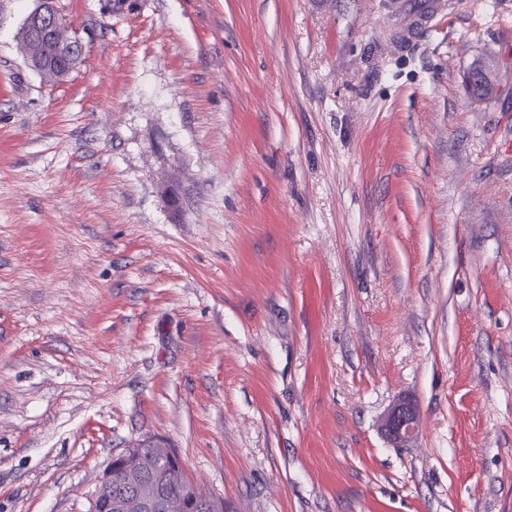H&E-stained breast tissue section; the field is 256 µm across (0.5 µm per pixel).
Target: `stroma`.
Segmentation results:
<instances>
[{
  "instance_id": "1",
  "label": "stroma",
  "mask_w": 512,
  "mask_h": 512,
  "mask_svg": "<svg viewBox=\"0 0 512 512\" xmlns=\"http://www.w3.org/2000/svg\"><path fill=\"white\" fill-rule=\"evenodd\" d=\"M417 4L57 0L52 84L0 0V512L150 436L233 512H512V0ZM464 82L472 102H488L497 98L499 94L496 74L490 64L484 61H476L470 66L464 75ZM473 83L478 86L476 91L473 89ZM418 415L417 404L412 398H396L380 418L381 434L394 446H406L415 436Z\"/></svg>"
}]
</instances>
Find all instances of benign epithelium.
I'll return each instance as SVG.
<instances>
[{
  "label": "benign epithelium",
  "instance_id": "benign-epithelium-1",
  "mask_svg": "<svg viewBox=\"0 0 512 512\" xmlns=\"http://www.w3.org/2000/svg\"><path fill=\"white\" fill-rule=\"evenodd\" d=\"M63 22L56 10L54 0H39V6L25 18L22 36L26 41L25 62L29 69L41 74L53 70L59 80H65L76 67L82 55L79 40L69 36L63 42H55L56 31ZM469 98L475 103H484L497 98L499 85L490 64L474 62L464 75ZM419 410L415 401L407 396L396 398L385 410L379 421L381 434L393 445L406 446L415 436ZM146 446L141 439L112 458L100 479L99 490L92 502L90 512H98L101 497L113 499L115 512H126L135 508L139 512H168L164 496L148 494L135 500H127L126 487L116 479L119 469L138 448Z\"/></svg>",
  "mask_w": 512,
  "mask_h": 512
}]
</instances>
